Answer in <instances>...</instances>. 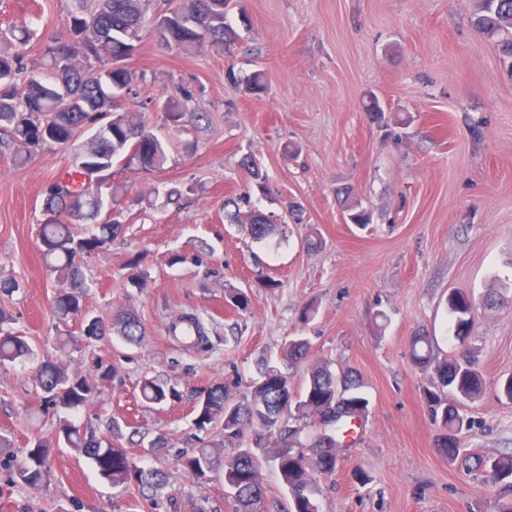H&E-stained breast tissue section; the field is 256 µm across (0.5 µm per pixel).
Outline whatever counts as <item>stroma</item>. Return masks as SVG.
<instances>
[{
  "label": "stroma",
  "mask_w": 512,
  "mask_h": 512,
  "mask_svg": "<svg viewBox=\"0 0 512 512\" xmlns=\"http://www.w3.org/2000/svg\"><path fill=\"white\" fill-rule=\"evenodd\" d=\"M250 19L232 51L172 49L146 35L129 61L133 86L151 125L154 100L187 88L194 94L164 172L126 173L130 197L155 183L194 184L192 194L161 211L131 206L121 236L88 262L85 306L112 319L129 310L147 329L142 344L112 335L73 352L70 370L115 375L100 396L101 418L137 427L164 446L143 460L168 472L155 499L113 488L89 460L68 448L49 458L40 493L11 484L0 456V512H232L218 477L178 471L179 449L216 439L194 424L204 390L233 385L246 393L256 364L289 337L313 344L310 359L355 372L369 413L334 480L320 481V512H498L512 500L503 484L449 464L438 451L440 429L422 396L428 374L410 355L414 336L434 338L444 358L477 355L487 381L468 402L471 422L459 440L483 456L512 452V402L495 383L512 374V59L499 38L476 29L477 0H239ZM71 0H0V32L28 27V54L40 58L53 35H65ZM239 84H231L227 71ZM265 93L244 92L254 71ZM377 99L382 118L366 112ZM204 120H195V113ZM72 150L56 146L14 166L0 145V280L20 289L9 302L16 328L54 351V282L37 246L48 185ZM255 161L265 191L248 188L243 160ZM250 193L251 205L286 227L280 245L257 242L225 222L228 199ZM372 223L345 221L349 207ZM184 255L175 264L174 255ZM140 256L143 287L124 282ZM280 280L263 287L265 277ZM244 289L247 309L224 293ZM498 296L490 307L485 294ZM475 298L466 346L444 331L448 297ZM315 304L314 320L301 313ZM202 319L208 350H188L166 333L181 313ZM32 362L0 371V432L16 447L48 433L52 408L35 391ZM175 379L181 397L142 403L143 376ZM362 466L367 484L354 483Z\"/></svg>",
  "instance_id": "1"
}]
</instances>
